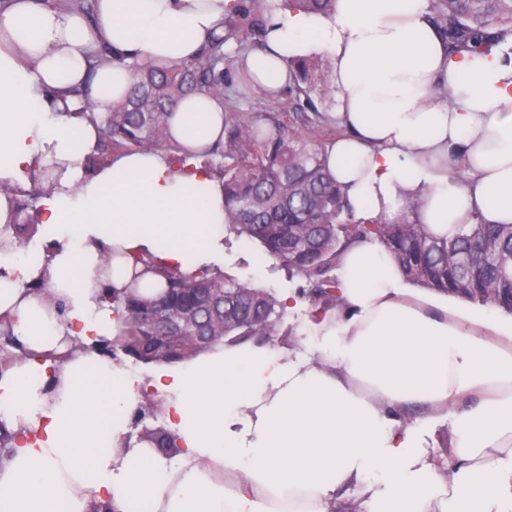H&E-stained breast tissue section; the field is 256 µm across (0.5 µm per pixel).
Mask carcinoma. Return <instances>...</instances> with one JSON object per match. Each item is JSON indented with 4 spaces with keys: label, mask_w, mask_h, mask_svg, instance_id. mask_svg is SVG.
Returning a JSON list of instances; mask_svg holds the SVG:
<instances>
[{
    "label": "carcinoma",
    "mask_w": 512,
    "mask_h": 512,
    "mask_svg": "<svg viewBox=\"0 0 512 512\" xmlns=\"http://www.w3.org/2000/svg\"><path fill=\"white\" fill-rule=\"evenodd\" d=\"M264 0H239L238 7L200 57L157 70L134 62L127 99L101 121L92 166L129 150L170 151L166 118L178 100L206 92L225 100L224 143L212 151L221 157L228 229L260 243L268 257L291 277L305 281L312 316L320 318L338 303L335 270L346 250L364 241L384 246L407 281L512 313V224H471L453 237L438 238L416 220L418 204H408L397 222L384 218L365 224L352 208L322 160L324 145L301 134L290 110L314 108L313 97L331 100L330 62L320 56L292 64L288 87L250 107L227 80L233 64L225 47L241 46L265 34ZM292 9L330 14L335 0H288ZM429 10L453 53H488L512 36V0H429ZM21 222L3 234L20 246L33 239L37 223L32 205L17 200ZM131 290L106 294L122 309L115 341L107 346L145 364H176L222 341L265 342L280 326L285 305L274 294L239 282L227 273L200 268L186 274L176 268L134 258ZM164 280L154 301L136 292L146 273ZM142 438L154 447L173 444L164 429H147Z\"/></svg>",
    "instance_id": "1"
}]
</instances>
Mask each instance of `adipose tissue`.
I'll return each instance as SVG.
<instances>
[{
  "label": "adipose tissue",
  "instance_id": "adipose-tissue-1",
  "mask_svg": "<svg viewBox=\"0 0 512 512\" xmlns=\"http://www.w3.org/2000/svg\"><path fill=\"white\" fill-rule=\"evenodd\" d=\"M238 0H96L93 18L46 0H0V180L31 187L53 250L0 240V316L23 349L0 372V512H331L356 490L365 512H512V328L408 288L375 242L346 251L341 307L301 348L217 344L142 373L105 353L133 255L192 272L217 262L224 180L171 154H114L88 170L98 127L61 93L87 91L96 115L123 99L129 65L197 58ZM260 48L236 65L267 91L291 62L327 56L345 134L324 158L356 218L397 220L420 201L436 236L512 224V60L450 54L429 0H336L332 14L284 0ZM447 98H440L439 89ZM224 138V105L194 93L170 140L196 155ZM458 159L462 175L448 168ZM44 277L47 288L29 289ZM158 399L177 451L142 441ZM425 414L413 423L408 410ZM450 431L449 481L430 454Z\"/></svg>",
  "mask_w": 512,
  "mask_h": 512
}]
</instances>
